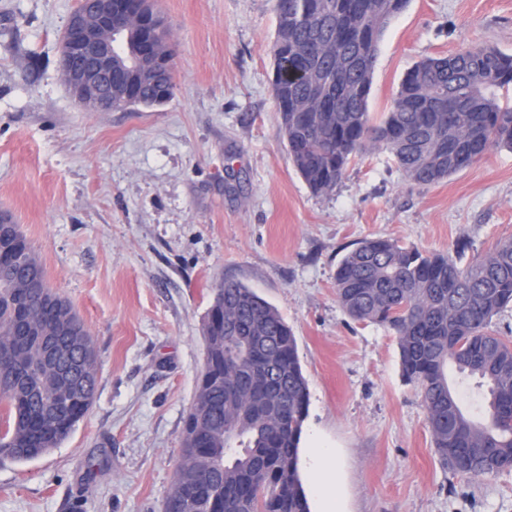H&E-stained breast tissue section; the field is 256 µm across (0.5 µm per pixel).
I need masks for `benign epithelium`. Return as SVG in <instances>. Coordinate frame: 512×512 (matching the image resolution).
<instances>
[{"instance_id": "obj_1", "label": "benign epithelium", "mask_w": 512, "mask_h": 512, "mask_svg": "<svg viewBox=\"0 0 512 512\" xmlns=\"http://www.w3.org/2000/svg\"><path fill=\"white\" fill-rule=\"evenodd\" d=\"M114 0H79L60 42L59 69L78 104L92 112H112L138 103L139 85L156 83L172 72L173 57L157 54L154 37L168 38L151 0H126L124 12ZM154 58L153 70L139 69L142 57ZM39 360L53 365L58 336L37 337Z\"/></svg>"}]
</instances>
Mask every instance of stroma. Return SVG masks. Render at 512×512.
Here are the masks:
<instances>
[{"mask_svg":"<svg viewBox=\"0 0 512 512\" xmlns=\"http://www.w3.org/2000/svg\"><path fill=\"white\" fill-rule=\"evenodd\" d=\"M77 0H0V211L88 327L98 385L62 444L0 462V512H162L224 282L291 328L309 405L300 446L336 452L343 512H512V471L462 477L433 448L393 330L352 319L335 273L373 237L463 262L512 238V149L420 186L381 147L313 193L279 133L275 0H155L174 49L165 103L90 112L57 67ZM470 46L512 54V0H409L379 42L368 96Z\"/></svg>","mask_w":512,"mask_h":512,"instance_id":"obj_1","label":"stroma"}]
</instances>
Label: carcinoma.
Listing matches in <instances>:
<instances>
[{
    "label": "carcinoma",
    "mask_w": 512,
    "mask_h": 512,
    "mask_svg": "<svg viewBox=\"0 0 512 512\" xmlns=\"http://www.w3.org/2000/svg\"><path fill=\"white\" fill-rule=\"evenodd\" d=\"M408 0H276L273 96L293 163L311 191L332 190L348 164L378 143L416 184L428 186L471 167L494 146L512 148V106L496 89L512 82V55L475 47L418 62L402 79L382 122L371 124L367 98L387 21ZM448 102L423 107L419 71ZM458 151L434 170L441 140ZM12 263L0 271V457L34 460L57 447L86 416L97 389L96 360L64 350L39 366L25 337L54 336L65 322L94 346L89 329L62 296L24 325L30 273L45 275L33 245L15 225ZM336 299L358 321L385 325L398 338L404 379L420 391L441 465L455 474L493 477L512 469V341L491 329L512 304V238L476 261L429 253L390 238L356 243L336 269ZM204 325L207 355L181 437L173 512H309L298 475L308 389L295 338L278 311L251 289L226 282ZM82 382L80 395L58 392L60 369ZM487 387L486 416L469 417L449 370ZM215 414L197 429L201 406Z\"/></svg>",
    "instance_id": "obj_1"
}]
</instances>
